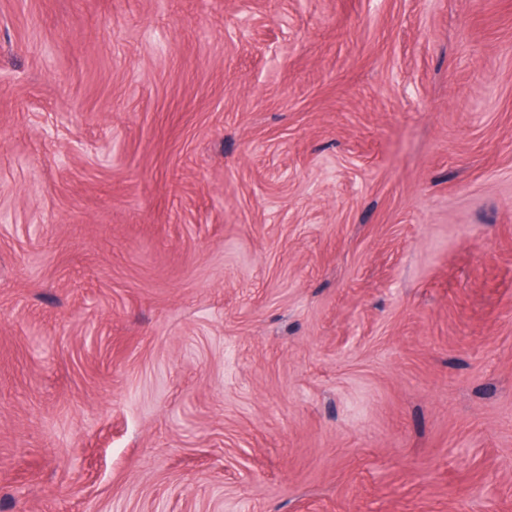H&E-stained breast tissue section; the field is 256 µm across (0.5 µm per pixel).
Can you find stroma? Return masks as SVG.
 Returning a JSON list of instances; mask_svg holds the SVG:
<instances>
[{"label":"stroma","mask_w":512,"mask_h":512,"mask_svg":"<svg viewBox=\"0 0 512 512\" xmlns=\"http://www.w3.org/2000/svg\"><path fill=\"white\" fill-rule=\"evenodd\" d=\"M0 512H512V0H0Z\"/></svg>","instance_id":"obj_1"}]
</instances>
